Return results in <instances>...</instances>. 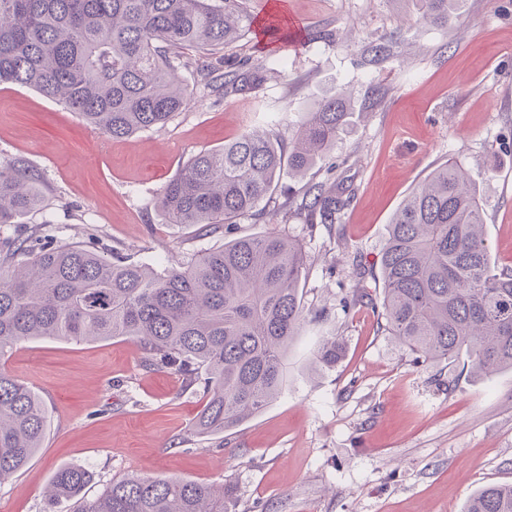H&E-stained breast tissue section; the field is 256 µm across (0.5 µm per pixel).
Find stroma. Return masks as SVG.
<instances>
[{"label":"stroma","mask_w":512,"mask_h":512,"mask_svg":"<svg viewBox=\"0 0 512 512\" xmlns=\"http://www.w3.org/2000/svg\"><path fill=\"white\" fill-rule=\"evenodd\" d=\"M277 3L293 36L273 42L255 27L220 52L228 64L268 66L262 85L209 94L197 83L201 54L186 51L191 103L128 138L91 129L33 89L0 85V159L37 170L44 195L42 209L0 227V238L47 221L59 240L94 238L160 270L267 233L298 240L307 255L306 322L288 354V389L220 435L191 434L201 394L146 368L131 339L9 348L0 370L39 394L48 426L27 466L0 483V512H77L78 501L46 496L70 467L91 472L87 499L130 475L176 477L229 484L236 512H464L478 489L512 483V371L481 375L460 358L415 363L371 308L393 213L449 160L477 183L496 268H512V0H460L445 27L400 15L388 0L247 7L261 17ZM387 39L391 55L371 61L368 46ZM341 87L354 112L323 162L301 178L282 175L271 198L223 234L169 223L160 195L194 155L252 129L289 146L305 112ZM314 184L342 200L336 223L308 224L301 202ZM356 291L364 301L344 308ZM332 333L343 359L311 372V352Z\"/></svg>","instance_id":"obj_1"}]
</instances>
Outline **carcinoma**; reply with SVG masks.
<instances>
[{
  "label": "carcinoma",
  "instance_id": "obj_1",
  "mask_svg": "<svg viewBox=\"0 0 512 512\" xmlns=\"http://www.w3.org/2000/svg\"><path fill=\"white\" fill-rule=\"evenodd\" d=\"M244 0H0V84L29 87L91 128L124 138L162 127L191 101L178 68L182 51L214 55L256 17ZM438 26L459 0H397ZM267 70L210 62L198 82L218 95L246 93ZM343 88L323 97L297 127L288 152L263 130L201 151L164 188L159 207L177 226L213 233L249 215L277 187L283 166L303 175L323 160L348 122ZM39 174L0 160V225L42 208ZM301 206L314 224H333L340 201L311 186ZM61 242L41 225L0 240V357L39 338L79 341L126 336L148 368L170 370L205 400L193 424L218 435L261 413L288 388V347L305 322L306 256L275 233L232 239L187 266L162 270L109 251ZM385 330L416 359L463 353L486 374L512 370V269L491 264L484 214L471 174L436 167L394 213L379 260ZM343 340L324 337L310 367L331 369ZM39 396L0 371V482L19 472L45 436ZM90 474L54 478L50 499L81 495ZM78 512H235L229 489L177 478L116 480ZM465 512H512V484H490Z\"/></svg>",
  "mask_w": 512,
  "mask_h": 512
}]
</instances>
